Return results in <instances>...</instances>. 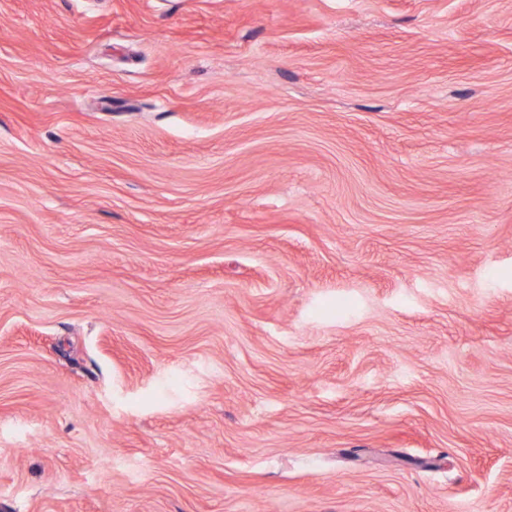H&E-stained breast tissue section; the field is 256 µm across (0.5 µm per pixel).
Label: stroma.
Wrapping results in <instances>:
<instances>
[{
  "mask_svg": "<svg viewBox=\"0 0 512 512\" xmlns=\"http://www.w3.org/2000/svg\"><path fill=\"white\" fill-rule=\"evenodd\" d=\"M0 512H512V0H0Z\"/></svg>",
  "mask_w": 512,
  "mask_h": 512,
  "instance_id": "obj_1",
  "label": "stroma"
}]
</instances>
